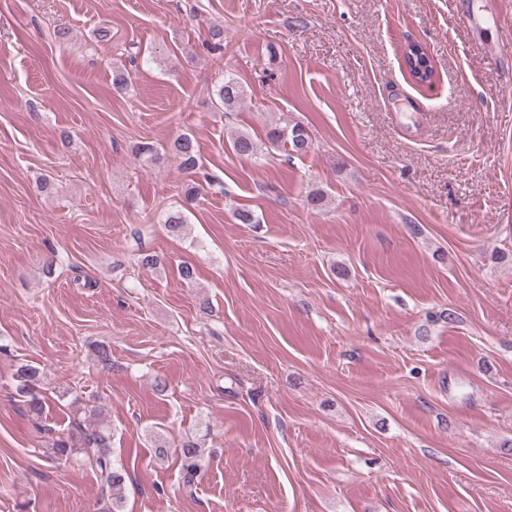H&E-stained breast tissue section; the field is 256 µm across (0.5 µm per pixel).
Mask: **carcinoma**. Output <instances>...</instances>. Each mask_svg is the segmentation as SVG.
<instances>
[{"label":"carcinoma","mask_w":512,"mask_h":512,"mask_svg":"<svg viewBox=\"0 0 512 512\" xmlns=\"http://www.w3.org/2000/svg\"><path fill=\"white\" fill-rule=\"evenodd\" d=\"M404 65L411 78L419 85H429L437 77L433 60L426 52H407L404 55ZM244 90L242 85L232 76L224 77V82L216 89V104L226 111H231L242 101ZM269 144L282 147L296 155H305L311 149V138L307 129L300 123L293 125H277L266 133ZM232 151L246 158L259 155V143L248 132L236 131L230 134ZM171 152L178 167L187 172H194L199 166V159L194 140L186 135H179L171 145ZM135 154L145 163L153 165L161 160L154 146L142 142L135 147ZM163 223L169 231L179 233L187 223L184 212L173 209L165 213ZM44 371L39 367L24 364L15 373L16 390L24 398L26 415L35 421L36 427H41L45 400L39 393ZM51 457L57 460H67L73 455H83V461L95 470L101 479L103 487L108 491L112 500L119 502L125 484V473L116 466L112 459V431L102 410L92 411V419L86 424H77L65 436L60 435L51 439ZM203 449L194 441H188L181 448L183 488L191 491L201 468Z\"/></svg>","instance_id":"1"}]
</instances>
